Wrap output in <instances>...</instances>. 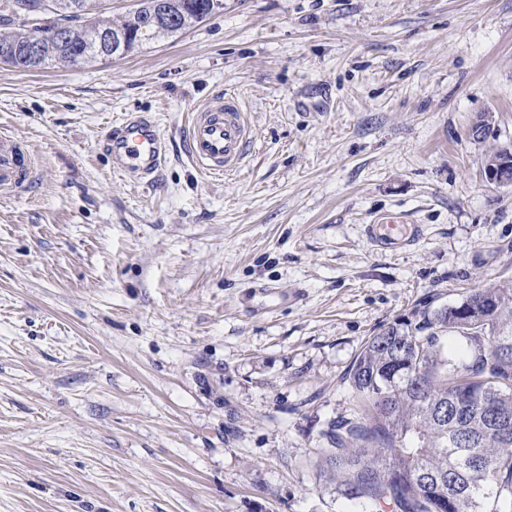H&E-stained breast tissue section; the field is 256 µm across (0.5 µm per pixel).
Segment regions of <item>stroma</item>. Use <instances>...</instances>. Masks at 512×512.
<instances>
[{"label":"stroma","instance_id":"obj_1","mask_svg":"<svg viewBox=\"0 0 512 512\" xmlns=\"http://www.w3.org/2000/svg\"><path fill=\"white\" fill-rule=\"evenodd\" d=\"M218 90L253 130L213 177L181 152ZM491 113L483 140L468 130ZM152 119L159 173L107 139ZM0 512H376L317 462L365 341L512 280V0H224L128 56L0 63ZM420 225L381 249L378 217ZM31 168V159L19 151L13 138L1 134L0 186L8 189L21 186L29 177ZM511 144L499 149L500 160L495 166H484L486 180L496 186H512V151ZM511 157V159H510Z\"/></svg>","mask_w":512,"mask_h":512}]
</instances>
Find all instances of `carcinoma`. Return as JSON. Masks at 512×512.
<instances>
[{
	"mask_svg": "<svg viewBox=\"0 0 512 512\" xmlns=\"http://www.w3.org/2000/svg\"><path fill=\"white\" fill-rule=\"evenodd\" d=\"M25 0H0V61L32 37L69 35L84 60L98 32L126 36L125 54L174 37L204 19L208 0H139L134 17L112 21L102 0H79L83 13L47 9L25 16ZM169 22L139 32L151 14ZM48 52L22 68L68 63ZM465 347L448 357V340ZM347 381L357 397L350 417L322 431L320 466L341 474L342 493L364 496L380 512H512V283L470 291L458 305L418 304L369 337Z\"/></svg>",
	"mask_w": 512,
	"mask_h": 512,
	"instance_id": "cac0c4a2",
	"label": "carcinoma"
}]
</instances>
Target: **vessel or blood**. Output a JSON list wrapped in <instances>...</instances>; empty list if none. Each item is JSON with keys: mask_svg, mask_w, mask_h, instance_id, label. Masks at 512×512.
<instances>
[{"mask_svg": "<svg viewBox=\"0 0 512 512\" xmlns=\"http://www.w3.org/2000/svg\"><path fill=\"white\" fill-rule=\"evenodd\" d=\"M252 130L236 95L217 92L196 109L187 123L181 147L200 170L212 176L235 171L246 161ZM163 156L161 135L153 123L131 117L115 127L112 167L115 172L149 176L157 172ZM31 159L18 149L13 138L0 135V186H21L29 177ZM374 246L397 248L414 240L418 225L403 228L379 220L367 225Z\"/></svg>", "mask_w": 512, "mask_h": 512, "instance_id": "1", "label": "vessel or blood"}]
</instances>
